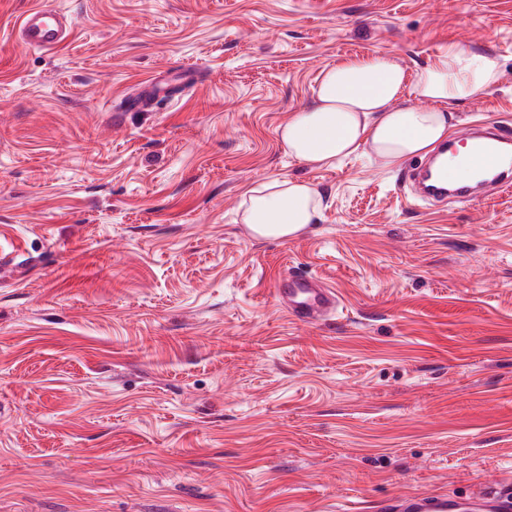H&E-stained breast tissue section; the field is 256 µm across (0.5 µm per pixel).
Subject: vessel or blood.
<instances>
[{"label": "vessel or blood", "mask_w": 512, "mask_h": 512, "mask_svg": "<svg viewBox=\"0 0 512 512\" xmlns=\"http://www.w3.org/2000/svg\"><path fill=\"white\" fill-rule=\"evenodd\" d=\"M74 24L70 16L60 10L38 6L29 9L17 24L19 43L29 49L53 50L73 35ZM163 88L148 85L144 94L126 99V111L135 112L157 107L166 101ZM470 149L471 170L492 182L512 184V157L506 150L512 146V134L497 128L488 134L463 137ZM431 198L456 197L473 200L475 187L469 179L458 178L445 168L433 170L431 181L425 187ZM278 294L289 314L296 320L314 322L336 308V294L314 278L292 273L280 283ZM383 512H512V485L488 488L470 496L447 492L407 494L386 499Z\"/></svg>", "instance_id": "b4317fda"}]
</instances>
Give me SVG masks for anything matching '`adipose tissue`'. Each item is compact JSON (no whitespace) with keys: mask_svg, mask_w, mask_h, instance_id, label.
Instances as JSON below:
<instances>
[{"mask_svg":"<svg viewBox=\"0 0 512 512\" xmlns=\"http://www.w3.org/2000/svg\"><path fill=\"white\" fill-rule=\"evenodd\" d=\"M499 76L495 56L455 46L413 72L385 55L355 56L320 72L310 103L290 114L279 137L291 157L313 169L335 167L364 150L394 170L432 151L447 137L456 105ZM414 97L427 107L411 105ZM322 213L313 183L276 179L246 191L242 222L256 239L280 240L318 223Z\"/></svg>","mask_w":512,"mask_h":512,"instance_id":"obj_1","label":"adipose tissue"}]
</instances>
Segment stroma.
<instances>
[{
  "instance_id": "stroma-1",
  "label": "stroma",
  "mask_w": 512,
  "mask_h": 512,
  "mask_svg": "<svg viewBox=\"0 0 512 512\" xmlns=\"http://www.w3.org/2000/svg\"><path fill=\"white\" fill-rule=\"evenodd\" d=\"M36 2L66 46L14 43ZM451 45L501 72L450 137L512 126V0H0V512H378L512 482V188L430 206L278 135L342 58ZM180 68L178 102L113 120ZM276 178L324 196L299 240L240 222ZM294 271L333 314L282 310Z\"/></svg>"
}]
</instances>
